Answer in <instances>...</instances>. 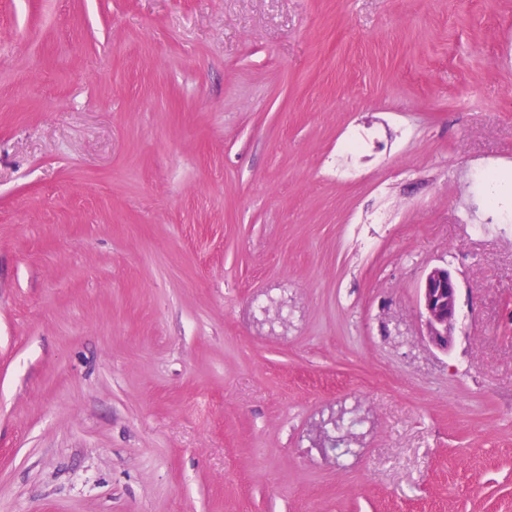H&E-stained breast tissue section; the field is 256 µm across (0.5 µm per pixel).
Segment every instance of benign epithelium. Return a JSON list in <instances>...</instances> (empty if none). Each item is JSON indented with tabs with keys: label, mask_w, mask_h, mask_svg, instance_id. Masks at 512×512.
Instances as JSON below:
<instances>
[{
	"label": "benign epithelium",
	"mask_w": 512,
	"mask_h": 512,
	"mask_svg": "<svg viewBox=\"0 0 512 512\" xmlns=\"http://www.w3.org/2000/svg\"><path fill=\"white\" fill-rule=\"evenodd\" d=\"M459 288L456 274L446 264L426 268L418 288L423 336L443 353L448 352L454 341Z\"/></svg>",
	"instance_id": "benign-epithelium-1"
}]
</instances>
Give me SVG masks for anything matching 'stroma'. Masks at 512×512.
Wrapping results in <instances>:
<instances>
[{
  "instance_id": "1",
  "label": "stroma",
  "mask_w": 512,
  "mask_h": 512,
  "mask_svg": "<svg viewBox=\"0 0 512 512\" xmlns=\"http://www.w3.org/2000/svg\"><path fill=\"white\" fill-rule=\"evenodd\" d=\"M509 212L512 0H0V512H512ZM459 288V280L448 264L427 267L418 288L423 336L443 353L448 352L454 341Z\"/></svg>"
}]
</instances>
